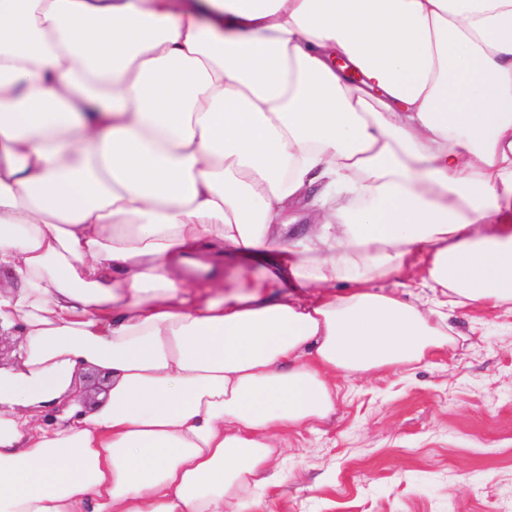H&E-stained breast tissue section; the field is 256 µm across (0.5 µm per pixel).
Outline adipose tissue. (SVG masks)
<instances>
[{"instance_id": "ef3b65f1", "label": "adipose tissue", "mask_w": 512, "mask_h": 512, "mask_svg": "<svg viewBox=\"0 0 512 512\" xmlns=\"http://www.w3.org/2000/svg\"><path fill=\"white\" fill-rule=\"evenodd\" d=\"M472 308L512 0H0V512H261L336 375Z\"/></svg>"}]
</instances>
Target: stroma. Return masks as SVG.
<instances>
[{
	"label": "stroma",
	"mask_w": 512,
	"mask_h": 512,
	"mask_svg": "<svg viewBox=\"0 0 512 512\" xmlns=\"http://www.w3.org/2000/svg\"><path fill=\"white\" fill-rule=\"evenodd\" d=\"M430 363L337 376L262 512H512V312L452 311Z\"/></svg>",
	"instance_id": "1"
}]
</instances>
